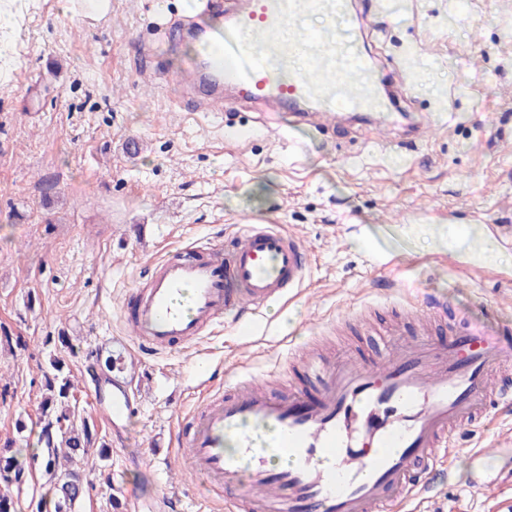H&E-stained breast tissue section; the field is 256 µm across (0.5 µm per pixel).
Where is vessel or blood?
I'll return each instance as SVG.
<instances>
[{
    "instance_id": "b4317fda",
    "label": "vessel or blood",
    "mask_w": 512,
    "mask_h": 512,
    "mask_svg": "<svg viewBox=\"0 0 512 512\" xmlns=\"http://www.w3.org/2000/svg\"><path fill=\"white\" fill-rule=\"evenodd\" d=\"M317 9L335 12L336 0H246L199 41L195 83L215 102L232 89L279 108L303 102L331 112L340 101L371 108L368 74L332 76L326 35L307 36L305 74L284 81L270 72L269 58L289 59L278 39L286 19ZM309 268L308 249L275 224H244L224 246H181L151 266L145 289L131 298L134 343L163 351L227 319L249 330L272 302L299 290ZM510 361L504 337L471 321L437 348L401 339L372 363L349 357L313 366L322 382L315 396L242 378L227 392L213 386L179 456L207 482L206 505L223 503L225 512H383L420 503L447 476L454 429L484 431L489 405L512 409V377H493ZM94 405L108 430H120L139 398L126 377L108 375L94 388Z\"/></svg>"
}]
</instances>
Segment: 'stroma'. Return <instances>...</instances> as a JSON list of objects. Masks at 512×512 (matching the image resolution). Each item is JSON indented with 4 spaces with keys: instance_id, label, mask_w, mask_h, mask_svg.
I'll use <instances>...</instances> for the list:
<instances>
[{
    "instance_id": "obj_1",
    "label": "stroma",
    "mask_w": 512,
    "mask_h": 512,
    "mask_svg": "<svg viewBox=\"0 0 512 512\" xmlns=\"http://www.w3.org/2000/svg\"><path fill=\"white\" fill-rule=\"evenodd\" d=\"M189 0H112L85 24L63 0H16L0 60V448L21 481L0 479L18 512H53L37 420L61 360L76 421L95 443L74 512H127L164 497L191 512L205 483L171 456L200 380L243 375L314 389L297 347L330 360L377 358L407 299L445 296L448 312L512 326V0H344L333 15L287 19L289 38L332 30L340 59L369 61L379 108L337 121L247 106L219 109L191 84L193 41L166 32ZM280 225L307 246L300 293L245 335L233 322L144 357L121 318L126 294L168 251L224 240L242 219ZM407 224L472 227L496 265L404 234ZM372 241L354 244L355 236ZM112 358L141 407L125 441L96 419L85 373ZM460 448L433 512H491L469 487Z\"/></svg>"
}]
</instances>
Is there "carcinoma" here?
<instances>
[{"mask_svg": "<svg viewBox=\"0 0 512 512\" xmlns=\"http://www.w3.org/2000/svg\"><path fill=\"white\" fill-rule=\"evenodd\" d=\"M53 376H45V387L49 392L43 404L40 418L42 441L48 448L65 447V457L70 467L54 473V510L68 512L72 504L85 492L80 462L94 445L93 434L87 424L78 427L71 421L70 403L74 399V384L62 371V363L53 361ZM61 441H56V438Z\"/></svg>", "mask_w": 512, "mask_h": 512, "instance_id": "1", "label": "carcinoma"}]
</instances>
